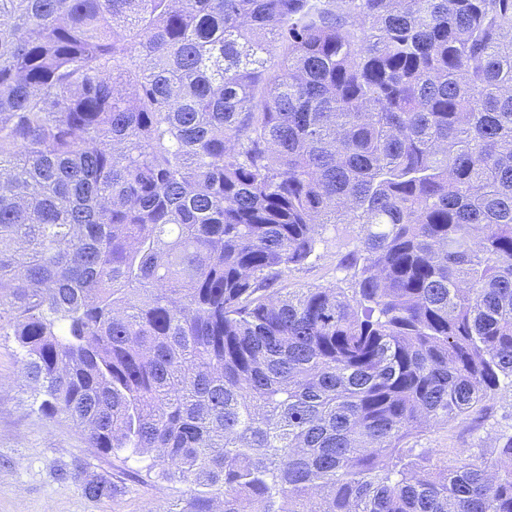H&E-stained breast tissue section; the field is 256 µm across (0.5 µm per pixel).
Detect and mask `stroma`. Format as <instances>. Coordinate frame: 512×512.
Instances as JSON below:
<instances>
[{
    "mask_svg": "<svg viewBox=\"0 0 512 512\" xmlns=\"http://www.w3.org/2000/svg\"><path fill=\"white\" fill-rule=\"evenodd\" d=\"M334 230H327L309 266L285 273L278 285L295 291L310 287H348ZM12 337L0 336V512H178L193 493L192 486L161 480L151 455L106 456L88 447L69 421L53 420L30 408L31 389L19 372ZM494 421L477 429L452 423L421 439L429 448L456 453L512 427V390L501 389L492 400ZM81 459L91 472L111 475L116 491L111 499H85L76 480L59 479L60 470Z\"/></svg>",
    "mask_w": 512,
    "mask_h": 512,
    "instance_id": "35a3bbf8",
    "label": "stroma"
}]
</instances>
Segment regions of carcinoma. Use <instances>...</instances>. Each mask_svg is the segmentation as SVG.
<instances>
[{"label":"carcinoma","instance_id":"obj_1","mask_svg":"<svg viewBox=\"0 0 512 512\" xmlns=\"http://www.w3.org/2000/svg\"><path fill=\"white\" fill-rule=\"evenodd\" d=\"M0 334L178 512H512V0H0ZM325 242L318 244L316 257L312 263L300 270L286 272L278 281L276 288H284L283 292L297 291L300 288L333 287L347 288L351 282L353 271H346L340 265L338 241L336 233L330 226L324 234ZM494 414L484 428H474L470 425L449 423L448 430H438L423 436L420 443L426 448H448V458H452L461 448H475V444L482 438L493 435L496 430L506 428L511 433L512 391L502 388L490 401ZM498 422L499 424H495ZM493 424V425H492Z\"/></svg>","mask_w":512,"mask_h":512}]
</instances>
